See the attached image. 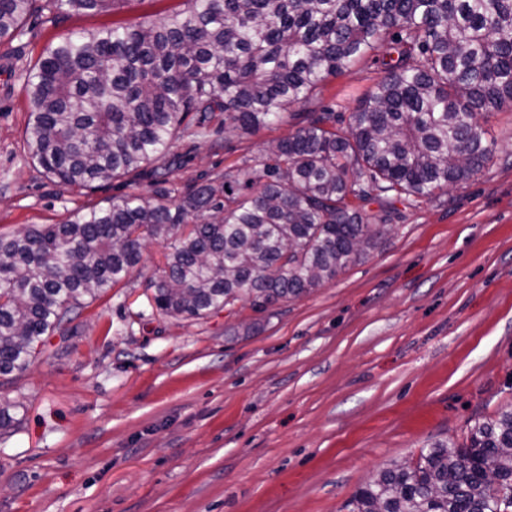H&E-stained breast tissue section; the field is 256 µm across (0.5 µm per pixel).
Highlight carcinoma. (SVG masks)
Here are the masks:
<instances>
[{"label": "carcinoma", "instance_id": "obj_1", "mask_svg": "<svg viewBox=\"0 0 512 512\" xmlns=\"http://www.w3.org/2000/svg\"><path fill=\"white\" fill-rule=\"evenodd\" d=\"M130 0H0V44L48 10L98 15ZM132 27L49 41L28 70V153L66 186L149 170L151 190L62 224L0 234V377L125 280L145 238L165 243L148 289L163 314L257 310L333 278L389 221L392 204L475 178L494 154L476 115L512 107V0H186ZM372 60L383 76L349 115L326 80ZM303 107L300 112L293 111ZM296 130L261 167L167 187L190 127ZM379 201L368 215L353 201ZM348 512H512V408L380 471Z\"/></svg>", "mask_w": 512, "mask_h": 512}]
</instances>
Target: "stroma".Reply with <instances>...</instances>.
Here are the masks:
<instances>
[{
  "instance_id": "1",
  "label": "stroma",
  "mask_w": 512,
  "mask_h": 512,
  "mask_svg": "<svg viewBox=\"0 0 512 512\" xmlns=\"http://www.w3.org/2000/svg\"><path fill=\"white\" fill-rule=\"evenodd\" d=\"M185 0H131L116 12L28 22L0 45V231L60 224L115 197L126 177L70 188L27 151L26 73L76 30L135 24ZM367 62L330 80L350 112L380 79ZM296 121L252 133H185L173 188L256 163ZM481 174L436 198L395 203L370 247L310 293L258 311L250 300L194 320L147 299L165 247L146 242L131 277L52 335L0 385L16 422L0 432V512H346L392 461L467 434L512 407V110L491 120Z\"/></svg>"
}]
</instances>
